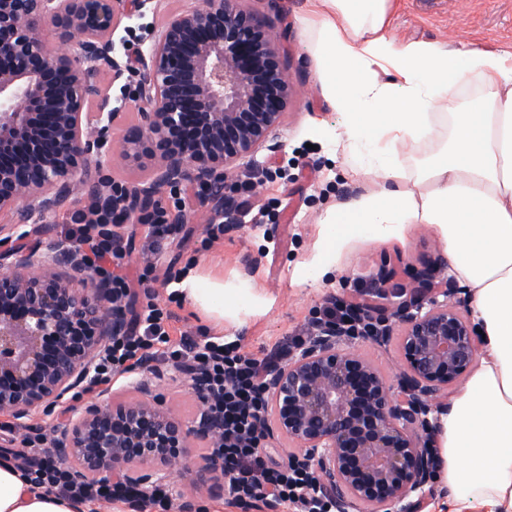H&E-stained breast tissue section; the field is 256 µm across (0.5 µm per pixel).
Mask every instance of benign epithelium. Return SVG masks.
<instances>
[{
	"instance_id": "1",
	"label": "benign epithelium",
	"mask_w": 512,
	"mask_h": 512,
	"mask_svg": "<svg viewBox=\"0 0 512 512\" xmlns=\"http://www.w3.org/2000/svg\"><path fill=\"white\" fill-rule=\"evenodd\" d=\"M149 0H0V410L18 422L61 408L51 450L77 481L115 477L141 497L172 484L171 467L195 443L211 448L181 468L186 486L224 491V422L198 408L189 422L157 398L177 364L145 357L134 396L101 389L80 408L113 338L128 332L125 303L75 240L46 219L73 210L86 224V197L114 224L237 223L226 192L240 162L279 152L291 83L271 27L239 0H199L173 14L147 49L121 57L115 32ZM132 72L138 124L121 140V113L100 85ZM118 163L148 171L117 185L101 175ZM207 188L198 209L163 205L169 190ZM32 226L26 248L14 230ZM444 266L406 285L374 280V300L351 309L353 325L322 324L286 342L264 373L272 411L263 447L286 439L307 465L331 512H421L436 493L433 415L476 362L480 342L466 299ZM400 328L402 367L389 378L354 351L357 340L388 344Z\"/></svg>"
}]
</instances>
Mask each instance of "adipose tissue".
Listing matches in <instances>:
<instances>
[{"instance_id": "adipose-tissue-1", "label": "adipose tissue", "mask_w": 512, "mask_h": 512, "mask_svg": "<svg viewBox=\"0 0 512 512\" xmlns=\"http://www.w3.org/2000/svg\"><path fill=\"white\" fill-rule=\"evenodd\" d=\"M392 0H309L305 19L321 90L341 116L335 133L354 173L373 189L329 207L313 268L367 234L404 241L409 226L434 228L452 272L468 288L481 332L465 384L437 414L438 481L449 498L483 512H512V56L399 42ZM483 95L464 111L440 107L461 83ZM449 124L445 139L436 134ZM437 145L428 152L427 140ZM418 154L416 170L408 155ZM180 294L216 323L239 325L273 301L260 289L188 273ZM0 512H74L0 464Z\"/></svg>"}]
</instances>
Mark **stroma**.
I'll return each instance as SVG.
<instances>
[{
	"label": "stroma",
	"instance_id": "obj_1",
	"mask_svg": "<svg viewBox=\"0 0 512 512\" xmlns=\"http://www.w3.org/2000/svg\"><path fill=\"white\" fill-rule=\"evenodd\" d=\"M242 5L272 27L292 85L279 129L283 149L259 152L256 164L241 167L232 187L238 200L250 201V213L216 239L199 224L171 225L156 249L150 225L122 224L118 230L124 238V270L136 282L130 309L145 305L148 290H155L157 299L168 303L176 331L238 345L263 359L285 340L303 335L327 302L354 299L382 274L409 283L412 273L443 251L435 230L416 224L406 244L379 243L364 235L338 254L330 274L321 277L311 268L321 214L366 186L354 176L333 137L339 116L322 94L317 64L307 47L302 22L306 0H242ZM391 28L402 42L436 43L450 50L475 45L508 56L512 0H396ZM192 268L228 283L251 280L275 302L265 316L243 326L217 327L189 302L170 295L171 285ZM57 418L56 411H39L26 427L0 432V459L12 461L23 436L51 435Z\"/></svg>",
	"mask_w": 512,
	"mask_h": 512
}]
</instances>
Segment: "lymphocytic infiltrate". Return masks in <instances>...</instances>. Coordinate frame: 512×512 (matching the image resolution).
Wrapping results in <instances>:
<instances>
[{
  "label": "lymphocytic infiltrate",
  "mask_w": 512,
  "mask_h": 512,
  "mask_svg": "<svg viewBox=\"0 0 512 512\" xmlns=\"http://www.w3.org/2000/svg\"><path fill=\"white\" fill-rule=\"evenodd\" d=\"M172 318L166 308L147 303L138 317L139 334L113 344L112 356L101 364L95 385L109 384L114 375L131 372L148 351L158 359L197 368L213 395L211 411L224 418V464L230 475L225 487L228 503L268 498L293 507L295 512H322L319 492L305 466L292 460L272 464L263 456L257 433L259 422L268 413L267 403L259 393L262 361L208 337L185 332L172 336ZM24 476L74 503H111L131 497L119 483L102 479L78 482L66 469L49 461L28 467Z\"/></svg>",
  "instance_id": "lymphocytic-infiltrate-1"
}]
</instances>
